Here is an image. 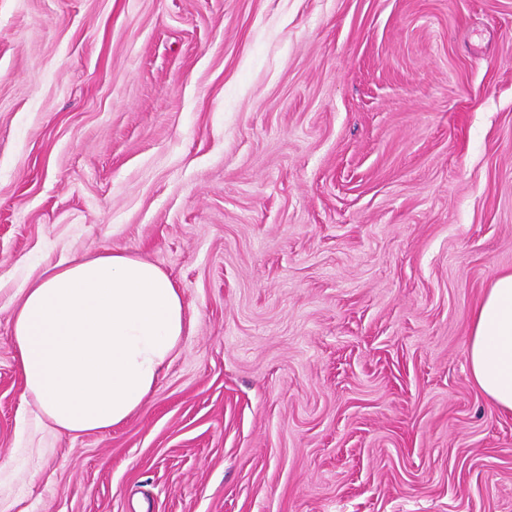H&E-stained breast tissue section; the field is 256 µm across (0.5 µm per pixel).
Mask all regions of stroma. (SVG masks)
Returning <instances> with one entry per match:
<instances>
[{"label": "stroma", "mask_w": 512, "mask_h": 512, "mask_svg": "<svg viewBox=\"0 0 512 512\" xmlns=\"http://www.w3.org/2000/svg\"><path fill=\"white\" fill-rule=\"evenodd\" d=\"M104 249L188 327L74 437L14 296ZM502 270L512 0H0V512H512L466 357Z\"/></svg>", "instance_id": "stroma-1"}]
</instances>
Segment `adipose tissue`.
I'll return each instance as SVG.
<instances>
[{"instance_id": "obj_1", "label": "adipose tissue", "mask_w": 512, "mask_h": 512, "mask_svg": "<svg viewBox=\"0 0 512 512\" xmlns=\"http://www.w3.org/2000/svg\"><path fill=\"white\" fill-rule=\"evenodd\" d=\"M185 326L162 268L106 251L56 263L22 288L12 343L40 414L78 436L122 424L143 405ZM467 361L476 388L512 412V270L493 276L473 310Z\"/></svg>"}]
</instances>
